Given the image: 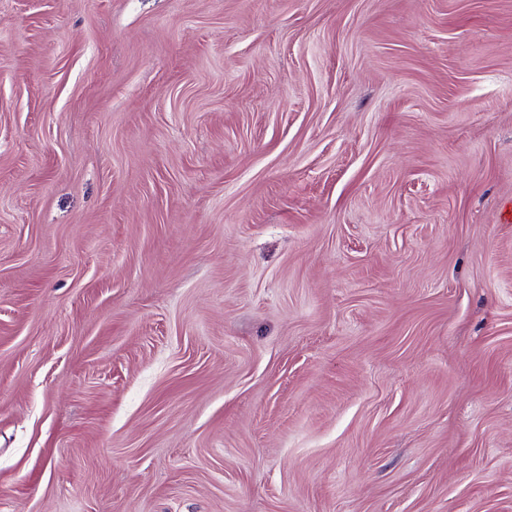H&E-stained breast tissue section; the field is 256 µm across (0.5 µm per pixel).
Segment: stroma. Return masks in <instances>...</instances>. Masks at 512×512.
<instances>
[{
	"instance_id": "stroma-1",
	"label": "stroma",
	"mask_w": 512,
	"mask_h": 512,
	"mask_svg": "<svg viewBox=\"0 0 512 512\" xmlns=\"http://www.w3.org/2000/svg\"><path fill=\"white\" fill-rule=\"evenodd\" d=\"M512 0H0V512H512Z\"/></svg>"
}]
</instances>
